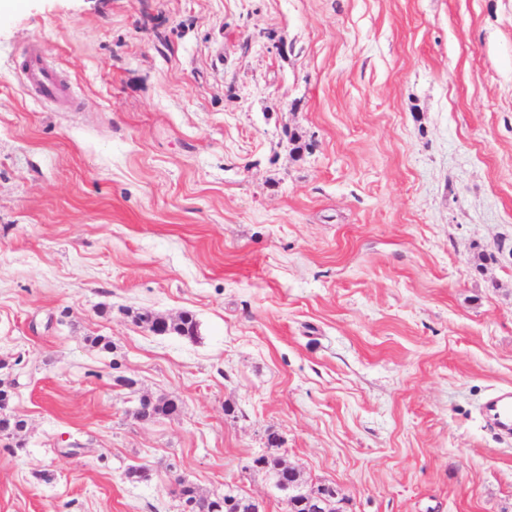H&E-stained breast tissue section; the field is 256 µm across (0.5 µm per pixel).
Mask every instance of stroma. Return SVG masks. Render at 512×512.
Instances as JSON below:
<instances>
[{
    "label": "stroma",
    "mask_w": 512,
    "mask_h": 512,
    "mask_svg": "<svg viewBox=\"0 0 512 512\" xmlns=\"http://www.w3.org/2000/svg\"><path fill=\"white\" fill-rule=\"evenodd\" d=\"M0 380V512H512V0H0ZM44 56L39 45L27 54L21 64L24 83L38 99L58 108L75 109L77 98L71 86L44 62ZM488 421L505 439H512V392L502 391L489 398L483 406ZM292 494L306 499L305 503H308L311 509L309 512H329L332 501L338 498L336 487L329 484H319L308 490L302 487L294 488ZM215 500L219 505H216L213 509L215 512H244L242 510L245 506L253 505L252 512H261L264 511L261 509V505L259 502H256L252 498L243 497L237 494H233L229 492L228 494L224 493L223 496H214Z\"/></svg>",
    "instance_id": "stroma-1"
}]
</instances>
